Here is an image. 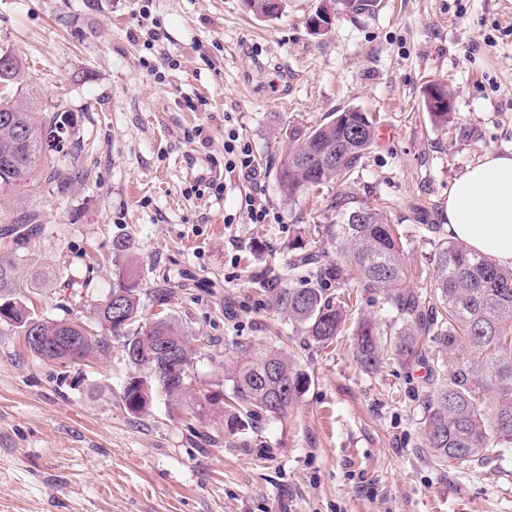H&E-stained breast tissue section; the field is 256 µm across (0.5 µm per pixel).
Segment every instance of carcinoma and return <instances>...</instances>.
Instances as JSON below:
<instances>
[{"mask_svg": "<svg viewBox=\"0 0 512 512\" xmlns=\"http://www.w3.org/2000/svg\"><path fill=\"white\" fill-rule=\"evenodd\" d=\"M272 0H246L256 15L276 19L282 8ZM10 68H0V191L33 193L40 183L61 195L81 174L57 160L70 144L74 120L67 110L45 112L36 92L26 90L25 70L11 51ZM375 140V123L366 112H336L331 120L290 137L276 169L282 196L292 200L330 182L347 180L366 167ZM339 221L314 226V240L289 247L288 264L255 279L269 294V303L287 318L293 330L310 342L329 346L355 318L354 353L361 368L377 370L387 360L425 370L422 399L426 447L444 466H468L485 459L491 447H512V268L476 254L460 240L442 236L441 227L421 210L416 221L433 240L435 275L425 289L408 287L409 251L402 225L388 218L385 207L372 208L355 193L342 190L334 203ZM0 247L15 250L21 239L41 233L38 214L21 205L12 214L0 212ZM113 250L125 260L112 272L107 296L99 303L92 332L72 319H50L36 313L28 290L46 278L43 272L24 275L17 258L0 259V323L25 337L36 356L75 364L90 356L105 357L112 340H122L125 359L135 376L124 388L123 402L131 413L144 411L151 392L161 389L170 401H182L188 372L197 348L190 328L164 314L143 316L144 302L139 266L130 243L117 240ZM361 288L382 300L386 318L357 311ZM38 331L41 342L28 340ZM86 338L81 352L70 354L58 338ZM175 351L183 382L165 384L158 372ZM232 358L224 362V381L230 383L231 404L224 411L230 433L246 429L258 412L274 418L287 416L309 383L306 373L284 351L233 341Z\"/></svg>", "mask_w": 512, "mask_h": 512, "instance_id": "obj_1", "label": "carcinoma"}]
</instances>
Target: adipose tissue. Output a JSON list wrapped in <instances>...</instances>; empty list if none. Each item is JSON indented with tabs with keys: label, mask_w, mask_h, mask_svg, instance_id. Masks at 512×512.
<instances>
[{
	"label": "adipose tissue",
	"mask_w": 512,
	"mask_h": 512,
	"mask_svg": "<svg viewBox=\"0 0 512 512\" xmlns=\"http://www.w3.org/2000/svg\"><path fill=\"white\" fill-rule=\"evenodd\" d=\"M445 230L472 251L512 267V154H488L456 181Z\"/></svg>",
	"instance_id": "adipose-tissue-1"
}]
</instances>
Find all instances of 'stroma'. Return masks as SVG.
I'll return each mask as SVG.
<instances>
[{
  "label": "stroma",
  "mask_w": 512,
  "mask_h": 512,
  "mask_svg": "<svg viewBox=\"0 0 512 512\" xmlns=\"http://www.w3.org/2000/svg\"><path fill=\"white\" fill-rule=\"evenodd\" d=\"M321 4L286 0L271 20L245 0H0V48L22 59L43 109L73 111L79 141L63 164L85 174L65 195L43 186L25 200L46 232L16 256L87 283L80 306L51 286L33 305L93 324L112 243L128 239L145 290L169 288L167 311L198 338L186 400L201 406L188 420L159 394L130 413L120 348L62 367L0 324V512H512V447L441 465L424 442L418 371L391 360L363 372L347 334L307 343L254 284L287 262L289 240L336 221L340 183L282 197L274 170L290 133L354 107L391 135L376 137L352 187L369 205L393 203L408 284L429 285L434 245L411 204L443 223L457 177L512 154V0H378L317 34L308 21ZM435 81L474 140L431 121L423 93ZM232 129L256 178L236 169L199 185L176 166L186 152L223 160ZM249 196L266 223L248 220ZM232 340L284 347L310 376L287 417L259 413L232 434L222 406L205 404L230 390Z\"/></svg>",
  "instance_id": "stroma-1"
}]
</instances>
